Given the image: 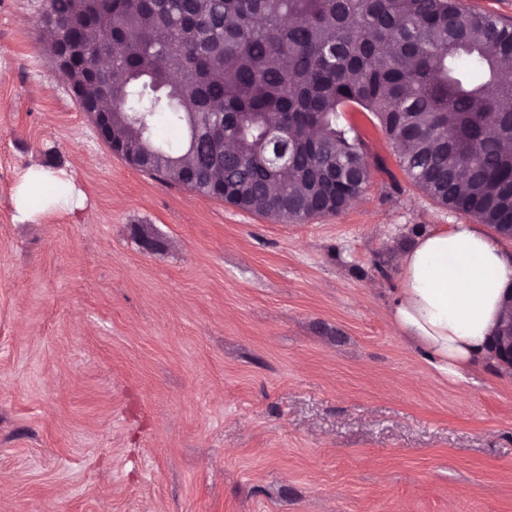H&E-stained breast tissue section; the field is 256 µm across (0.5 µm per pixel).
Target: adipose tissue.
Returning a JSON list of instances; mask_svg holds the SVG:
<instances>
[{
  "label": "adipose tissue",
  "instance_id": "obj_1",
  "mask_svg": "<svg viewBox=\"0 0 512 512\" xmlns=\"http://www.w3.org/2000/svg\"><path fill=\"white\" fill-rule=\"evenodd\" d=\"M399 268L395 329L444 373L483 354L512 289V254L481 226L454 224L417 237L400 253Z\"/></svg>",
  "mask_w": 512,
  "mask_h": 512
}]
</instances>
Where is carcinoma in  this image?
<instances>
[{
    "mask_svg": "<svg viewBox=\"0 0 512 512\" xmlns=\"http://www.w3.org/2000/svg\"><path fill=\"white\" fill-rule=\"evenodd\" d=\"M51 0L41 26L83 42L79 73L121 47L104 97L112 138L166 185L268 218L336 213L365 190L364 143L342 113L373 114L409 179L438 203L512 233V24L456 0ZM163 120L180 144L155 140ZM233 142L221 163L217 142Z\"/></svg>",
    "mask_w": 512,
    "mask_h": 512,
    "instance_id": "obj_1",
    "label": "carcinoma"
}]
</instances>
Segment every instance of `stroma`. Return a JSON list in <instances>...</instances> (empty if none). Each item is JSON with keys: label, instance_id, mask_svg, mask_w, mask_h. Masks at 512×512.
Returning <instances> with one entry per match:
<instances>
[{"label": "stroma", "instance_id": "stroma-1", "mask_svg": "<svg viewBox=\"0 0 512 512\" xmlns=\"http://www.w3.org/2000/svg\"><path fill=\"white\" fill-rule=\"evenodd\" d=\"M0 0V512H512V370L394 328L398 255L467 224L350 112L371 179L270 220L114 156ZM81 205L21 219L27 169Z\"/></svg>", "mask_w": 512, "mask_h": 512}]
</instances>
